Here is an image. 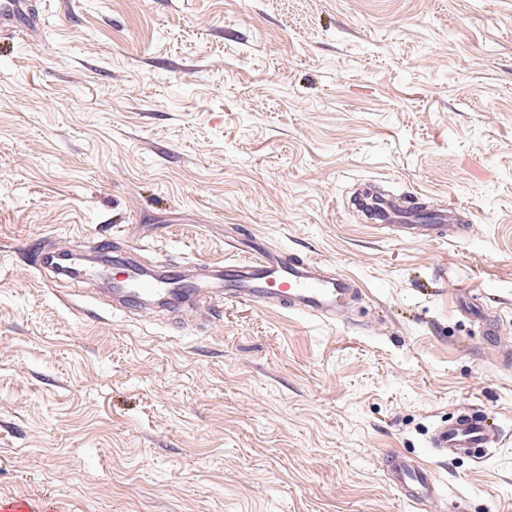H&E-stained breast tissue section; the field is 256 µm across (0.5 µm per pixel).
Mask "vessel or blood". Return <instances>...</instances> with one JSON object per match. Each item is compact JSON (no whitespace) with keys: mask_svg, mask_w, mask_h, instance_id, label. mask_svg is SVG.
<instances>
[{"mask_svg":"<svg viewBox=\"0 0 512 512\" xmlns=\"http://www.w3.org/2000/svg\"><path fill=\"white\" fill-rule=\"evenodd\" d=\"M354 204L367 223L384 225L403 238L438 243L448 234L464 237L471 231L453 202L429 214L418 195L394 198L367 188L358 193ZM111 263L113 307L124 313L150 303L167 307L192 301L211 308L230 300L330 321L359 292L350 276L326 273L312 257L261 247L243 249L235 261L196 271L169 261L145 267L135 247ZM499 437L497 424L486 416L461 410L433 428L429 446L438 455L455 458L491 447ZM384 469L409 502L419 505L436 497L439 483L421 461L391 453Z\"/></svg>","mask_w":512,"mask_h":512,"instance_id":"1","label":"vessel or blood"}]
</instances>
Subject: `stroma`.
I'll return each instance as SVG.
<instances>
[{"label": "stroma", "instance_id": "stroma-1", "mask_svg": "<svg viewBox=\"0 0 512 512\" xmlns=\"http://www.w3.org/2000/svg\"><path fill=\"white\" fill-rule=\"evenodd\" d=\"M0 33V494L61 512H512V0H33ZM374 180L455 201L409 240ZM252 236L354 278L335 322L112 313L42 251L215 264ZM472 289L473 315L458 311ZM497 336L488 342L486 320ZM462 409L500 446H427ZM429 456L408 502L390 452ZM354 205L367 223L384 225L396 231L401 238L440 243L448 236V224H452L457 237H465L471 231L470 225H458L461 224L459 209L452 200L448 201L446 208L426 214L416 194L394 198L367 188L358 193ZM384 469L391 484L409 502L419 505L437 496L439 483L434 471L421 461L390 453Z\"/></svg>", "mask_w": 512, "mask_h": 512}]
</instances>
